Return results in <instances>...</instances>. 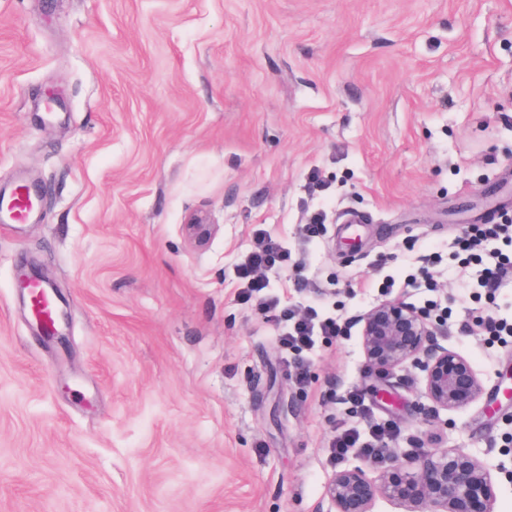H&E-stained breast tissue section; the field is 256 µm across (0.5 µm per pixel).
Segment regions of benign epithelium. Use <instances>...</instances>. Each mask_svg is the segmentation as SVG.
<instances>
[{
    "mask_svg": "<svg viewBox=\"0 0 512 512\" xmlns=\"http://www.w3.org/2000/svg\"><path fill=\"white\" fill-rule=\"evenodd\" d=\"M217 225L193 214L187 236L205 246ZM366 361L391 374L408 365L421 372V391L435 408L453 411L480 400L485 379L460 353L433 343L438 323L397 298L376 303L357 316ZM386 461L357 458L336 470L326 486L329 512H379L382 502L402 512H495L497 492L488 464L461 448H428L399 457L384 448Z\"/></svg>",
    "mask_w": 512,
    "mask_h": 512,
    "instance_id": "1",
    "label": "benign epithelium"
}]
</instances>
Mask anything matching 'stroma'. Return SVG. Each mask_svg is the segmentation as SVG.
<instances>
[{
  "mask_svg": "<svg viewBox=\"0 0 512 512\" xmlns=\"http://www.w3.org/2000/svg\"><path fill=\"white\" fill-rule=\"evenodd\" d=\"M24 182L45 199L0 231V512H328L337 429L377 424L402 456L480 452L512 512V342L475 325L512 324V274L482 286L512 247L456 245L512 219V0H0V194ZM261 230L290 253L269 312L236 277ZM32 267L67 347L32 323ZM388 297L441 320L478 402L368 365L355 319ZM310 305L340 335L284 351L280 310ZM216 230V224H210L205 216L199 214H192L186 224L187 236L198 247H204ZM511 223V220H505V222L495 224H483L482 226L472 229V231L466 233L465 236L459 238V254L462 253L466 255L463 260H467L469 258H480L482 261V256L477 252L479 251V247L482 243L488 239L502 238L503 240H510L512 242Z\"/></svg>",
  "mask_w": 512,
  "mask_h": 512,
  "instance_id": "35a3bbf8",
  "label": "stroma"
}]
</instances>
